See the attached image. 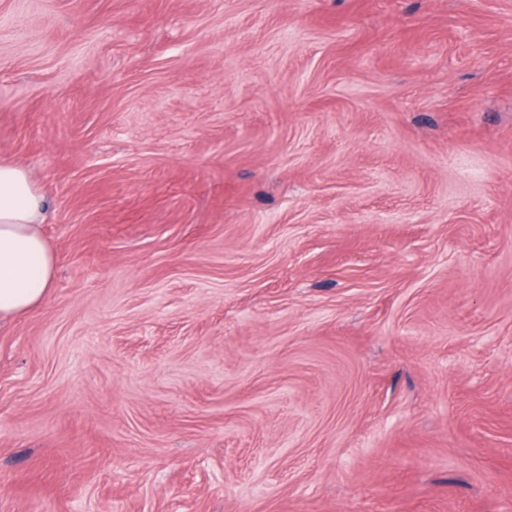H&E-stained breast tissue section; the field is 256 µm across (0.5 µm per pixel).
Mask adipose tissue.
Returning <instances> with one entry per match:
<instances>
[{
	"mask_svg": "<svg viewBox=\"0 0 512 512\" xmlns=\"http://www.w3.org/2000/svg\"><path fill=\"white\" fill-rule=\"evenodd\" d=\"M46 200L30 172L0 162V325L38 307L55 277V260L42 234Z\"/></svg>",
	"mask_w": 512,
	"mask_h": 512,
	"instance_id": "obj_1",
	"label": "adipose tissue"
}]
</instances>
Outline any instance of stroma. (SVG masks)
Segmentation results:
<instances>
[{"instance_id": "1", "label": "stroma", "mask_w": 512, "mask_h": 512, "mask_svg": "<svg viewBox=\"0 0 512 512\" xmlns=\"http://www.w3.org/2000/svg\"><path fill=\"white\" fill-rule=\"evenodd\" d=\"M0 161V512H512V0H0ZM46 200L30 172L0 162V325L38 307L55 277V260L41 231Z\"/></svg>"}]
</instances>
